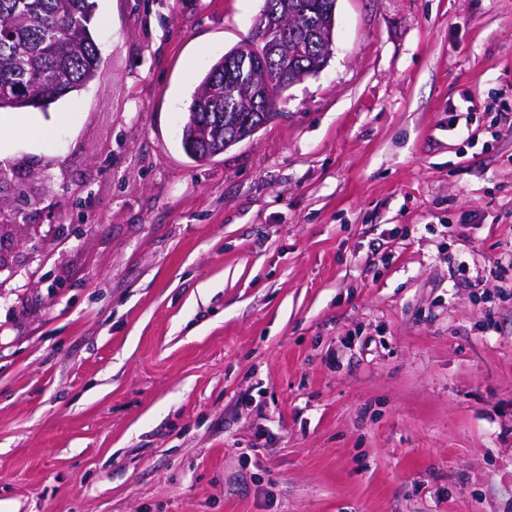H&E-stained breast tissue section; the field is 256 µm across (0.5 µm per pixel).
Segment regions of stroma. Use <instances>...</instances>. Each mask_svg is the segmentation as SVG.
Instances as JSON below:
<instances>
[{
    "instance_id": "obj_1",
    "label": "stroma",
    "mask_w": 512,
    "mask_h": 512,
    "mask_svg": "<svg viewBox=\"0 0 512 512\" xmlns=\"http://www.w3.org/2000/svg\"><path fill=\"white\" fill-rule=\"evenodd\" d=\"M262 6L97 0L100 78L0 138V512H512V0H337L195 163ZM336 4L337 0H282L277 7L265 13L261 23L259 17L255 18L253 29L257 31L258 36L253 43H246L234 56L230 57L227 66L231 71L252 70V62L257 53L256 46H258L268 67L274 72H279V82L271 81L266 73L262 76L255 75L251 84L246 73L241 78L240 74L236 73L226 80V68L224 67L227 61L226 57L232 55L243 41L224 53V56L215 61L201 78L186 113L181 145L187 156L199 164L207 163L213 157L224 152V143H232L231 146H233L246 140L277 115V112H257L254 106L260 100L268 101L276 98L278 85L283 84L287 79L288 84L282 88L281 93L293 84L314 75L330 57V53L327 58L322 57L315 46L302 39L288 47V39L295 37L298 32L303 30L299 15L288 6L300 7L305 14V27L323 29L328 36H331L333 42ZM333 7L334 14L332 16L330 12ZM287 51L288 68L277 67V64L287 58ZM264 58L256 55L257 69L265 62ZM295 73H304V77L302 79L296 77L294 83L289 82L290 77ZM234 82H239L241 95L247 92L250 85L252 105L248 108L236 107L232 112H224V88ZM233 112H254L257 118L250 125L240 122L227 128L231 119L228 118L224 121L225 113L231 115ZM270 114H272L271 118H265ZM247 131L253 133L243 138ZM206 139H208V143L205 145L204 140Z\"/></svg>"
}]
</instances>
